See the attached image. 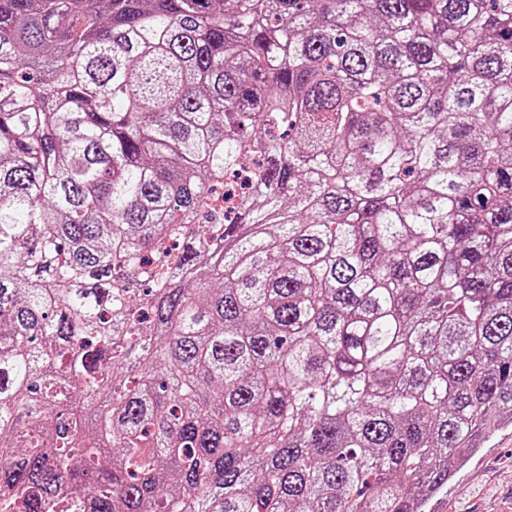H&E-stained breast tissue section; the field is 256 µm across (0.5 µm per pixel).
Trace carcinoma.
<instances>
[{
    "label": "carcinoma",
    "mask_w": 512,
    "mask_h": 512,
    "mask_svg": "<svg viewBox=\"0 0 512 512\" xmlns=\"http://www.w3.org/2000/svg\"><path fill=\"white\" fill-rule=\"evenodd\" d=\"M512 426V0H0V495L430 512Z\"/></svg>",
    "instance_id": "carcinoma-1"
}]
</instances>
